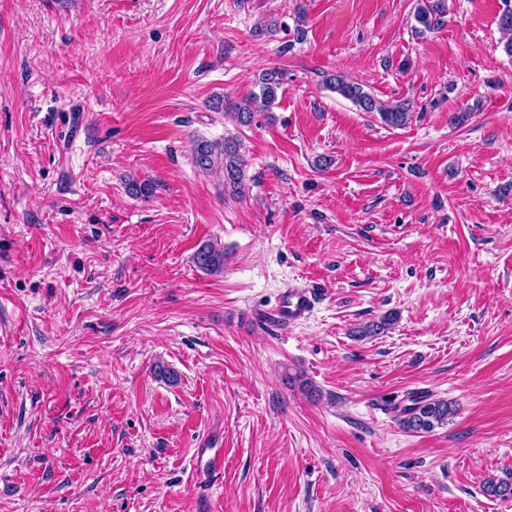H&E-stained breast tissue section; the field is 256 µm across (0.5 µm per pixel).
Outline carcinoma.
<instances>
[{"label":"carcinoma","mask_w":512,"mask_h":512,"mask_svg":"<svg viewBox=\"0 0 512 512\" xmlns=\"http://www.w3.org/2000/svg\"><path fill=\"white\" fill-rule=\"evenodd\" d=\"M447 16V0H419L414 19L418 24V32L430 31L444 25ZM260 91L236 103H226L224 110L238 124H250L255 114L268 109L277 98V90L281 85V74L277 70L264 72L258 80ZM325 87L350 100L362 112H377L381 120L392 127H400L407 123L412 112L408 101L390 105L380 101L372 92L343 76L331 74L324 80ZM193 164L201 172L221 169L224 172V187L240 194L245 189V169L247 159L241 151L238 140L226 137L224 141H209L197 138L192 145ZM156 190V183L144 180H132L128 183L131 195L148 199ZM194 262L199 269L208 274L224 272V250L210 242L200 244L194 254ZM453 413L448 401L434 399L423 395L412 399V405L400 409L398 413L400 426L414 433L431 432L437 427L448 424Z\"/></svg>","instance_id":"obj_1"}]
</instances>
